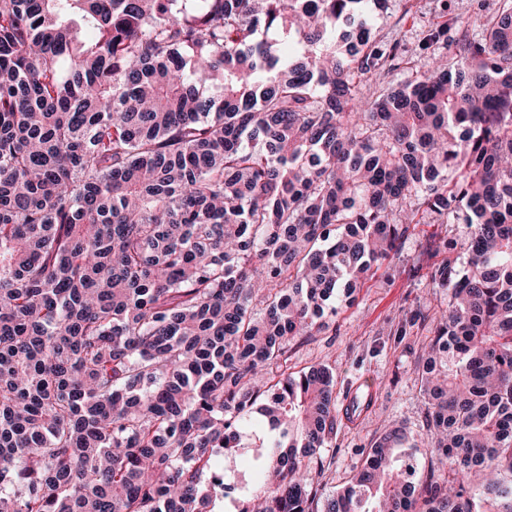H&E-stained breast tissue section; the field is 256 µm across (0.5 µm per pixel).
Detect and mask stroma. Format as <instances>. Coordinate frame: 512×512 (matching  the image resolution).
Listing matches in <instances>:
<instances>
[{
    "mask_svg": "<svg viewBox=\"0 0 512 512\" xmlns=\"http://www.w3.org/2000/svg\"><path fill=\"white\" fill-rule=\"evenodd\" d=\"M437 0H383L373 5L375 28L384 37L416 41L424 25L436 17ZM437 224H420L391 264L388 273L366 281L353 303L338 304L330 327L293 346L288 364L301 369L318 364L332 368L337 406L350 394L368 402L356 424H345L334 447L323 452L322 485L331 492L364 458L372 439L389 426L405 427L411 439L424 434V404L417 384L418 360L429 335L423 315L448 304L445 290L429 287L412 275L414 265L428 263L421 244L440 232ZM405 336H396L398 327Z\"/></svg>",
    "mask_w": 512,
    "mask_h": 512,
    "instance_id": "1",
    "label": "stroma"
}]
</instances>
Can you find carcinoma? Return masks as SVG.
<instances>
[{
  "label": "carcinoma",
  "mask_w": 512,
  "mask_h": 512,
  "mask_svg": "<svg viewBox=\"0 0 512 512\" xmlns=\"http://www.w3.org/2000/svg\"><path fill=\"white\" fill-rule=\"evenodd\" d=\"M371 1L0 0V512H512V0L410 47ZM428 217L425 479L394 426L325 496L289 346ZM253 419L258 423L257 427L246 432L242 437V448L232 457H224V465L233 466L236 471L245 473V478L249 479V470L252 466V455L255 448H265L268 446L272 433L268 430L266 424L261 423L262 417L258 413H253Z\"/></svg>",
  "instance_id": "1"
}]
</instances>
